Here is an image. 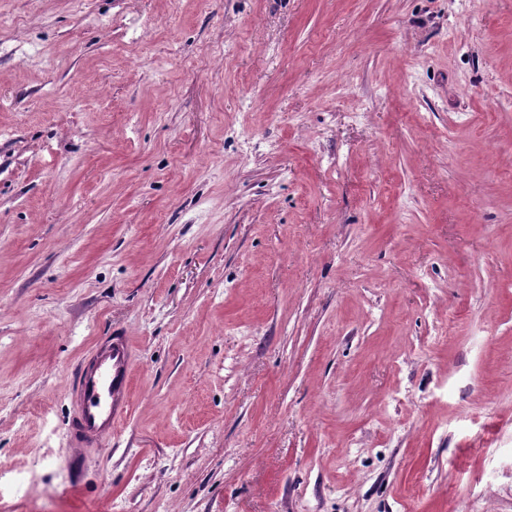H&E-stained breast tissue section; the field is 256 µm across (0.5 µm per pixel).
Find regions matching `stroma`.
Segmentation results:
<instances>
[{
	"label": "stroma",
	"instance_id": "1",
	"mask_svg": "<svg viewBox=\"0 0 512 512\" xmlns=\"http://www.w3.org/2000/svg\"><path fill=\"white\" fill-rule=\"evenodd\" d=\"M0 512H512V0H0ZM136 352L128 338L112 331L95 343L82 360L71 391L69 441L82 455L99 448L130 408V386Z\"/></svg>",
	"mask_w": 512,
	"mask_h": 512
}]
</instances>
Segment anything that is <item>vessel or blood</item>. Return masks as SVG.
<instances>
[{
  "instance_id": "vessel-or-blood-1",
  "label": "vessel or blood",
  "mask_w": 512,
  "mask_h": 512,
  "mask_svg": "<svg viewBox=\"0 0 512 512\" xmlns=\"http://www.w3.org/2000/svg\"><path fill=\"white\" fill-rule=\"evenodd\" d=\"M136 352L123 333L101 337L82 360L71 391V447L102 446L130 408Z\"/></svg>"
}]
</instances>
